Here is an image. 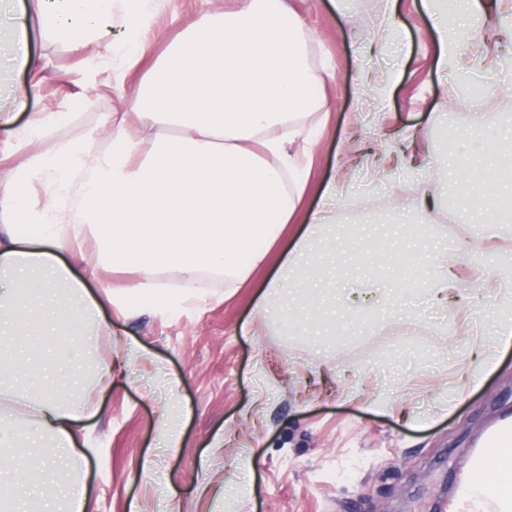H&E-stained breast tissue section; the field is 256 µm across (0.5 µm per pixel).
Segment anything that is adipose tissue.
<instances>
[{
  "mask_svg": "<svg viewBox=\"0 0 512 512\" xmlns=\"http://www.w3.org/2000/svg\"><path fill=\"white\" fill-rule=\"evenodd\" d=\"M160 0H32L42 36L70 48L100 43L107 24L120 20L122 37L108 47L113 69L134 68L149 49L144 22ZM439 46L440 73H484L480 47L490 39L512 44V0H422ZM456 25H449V16ZM29 27L16 0H0V41L11 49L13 69H29ZM326 69L308 61L303 24L287 0H238L235 10L200 14L157 57L127 107L110 115L104 145L89 151L75 140L58 141L6 176L0 194V512H85L86 457L76 430L96 412L95 399L112 384V367L92 364L96 339L108 328L98 319L100 302L59 255L88 243L95 262L138 272L137 293L120 308L141 306L178 313L199 300L212 278L242 283L278 241L299 208L303 174L319 144L318 134L299 118L324 108L317 90ZM23 92L0 84V125L19 144L52 136L70 113L32 117L15 125ZM149 118L134 127L132 116ZM499 142L482 141L474 156L453 146L435 153L417 206L399 204L402 224L423 260L417 270L428 298L440 307L453 301L460 283V255L434 213L448 207V183L462 188L466 207L481 215L473 249L493 246L491 287L512 295V127ZM260 143L257 157L251 143ZM345 178H330L320 205L289 249L279 276L263 298L281 303L308 266L332 278L323 266L320 231L348 201ZM177 271L183 286L162 288L156 276ZM49 322L28 329L32 310ZM69 329L76 350L73 371L59 377L32 362L46 353L53 322ZM489 497L499 512H512V422L503 421L487 455L458 490L462 500Z\"/></svg>",
  "mask_w": 512,
  "mask_h": 512,
  "instance_id": "obj_1",
  "label": "adipose tissue"
}]
</instances>
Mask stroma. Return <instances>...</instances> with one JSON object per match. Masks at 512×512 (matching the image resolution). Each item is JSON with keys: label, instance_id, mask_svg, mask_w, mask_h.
Instances as JSON below:
<instances>
[{"label": "stroma", "instance_id": "stroma-1", "mask_svg": "<svg viewBox=\"0 0 512 512\" xmlns=\"http://www.w3.org/2000/svg\"><path fill=\"white\" fill-rule=\"evenodd\" d=\"M420 2L397 0L392 8L387 0H353L362 29L407 34L403 52L389 45L360 56L332 0H288L313 35L310 62L335 68L324 86L329 120L301 213L244 283H212L205 303L175 316L153 308L126 316L103 296L136 289L139 274L101 270L89 280L110 327L96 343L97 359L110 358L112 342L136 340L155 361L100 393L99 415L85 423L87 512H130L134 502L144 512H237V499L219 488L246 479L248 512H469L456 489L487 428L512 414V347L487 369L470 356L499 301L479 278L491 253L467 254L477 231L471 214L460 212L452 223L442 212L435 222L467 255L447 310L410 295L391 302L363 292L359 283L367 278L401 282L402 260L414 249L388 224L383 202L426 170L395 164L389 183L367 187L361 167L344 165L351 151L377 149L414 126L440 123L455 139L471 125L470 113L455 104L457 74L443 81L435 72L437 45ZM211 7L210 0H165L150 23L148 57L124 74L91 51L42 41L30 18L37 65L6 74L27 90L17 124L78 107L69 138L100 142L120 93H132L168 40ZM363 68L390 78L386 103L361 98L356 76ZM334 174L361 192L322 245L335 280L323 285L316 307L290 323L260 315L265 285ZM173 419L181 429L174 451L164 448L161 431ZM219 435L224 448L216 453L211 444ZM149 457L156 462L150 475L142 469Z\"/></svg>", "mask_w": 512, "mask_h": 512}]
</instances>
